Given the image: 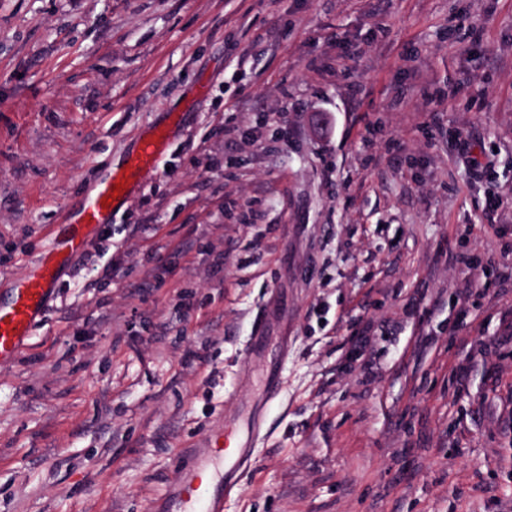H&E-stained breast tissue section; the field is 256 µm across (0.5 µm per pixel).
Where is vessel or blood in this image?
<instances>
[{
    "instance_id": "1",
    "label": "vessel or blood",
    "mask_w": 512,
    "mask_h": 512,
    "mask_svg": "<svg viewBox=\"0 0 512 512\" xmlns=\"http://www.w3.org/2000/svg\"><path fill=\"white\" fill-rule=\"evenodd\" d=\"M168 134L156 129L143 139L133 154L128 168L101 176L94 189L83 200L76 216H65L62 230L52 241L50 250L34 263L28 272L10 286L9 299L0 303V362L16 357L33 328L43 316L59 281L61 268L82 253L93 229L110 223L116 202L108 201L115 184L130 185L152 172L163 154ZM249 462L248 455L235 452L224 458V480L220 486H185L180 497L204 498L207 512H223L226 502L238 488L239 478Z\"/></svg>"
}]
</instances>
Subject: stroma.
I'll return each instance as SVG.
<instances>
[{"mask_svg": "<svg viewBox=\"0 0 512 512\" xmlns=\"http://www.w3.org/2000/svg\"><path fill=\"white\" fill-rule=\"evenodd\" d=\"M160 127L0 363V512L232 434L226 512H512V0H0V303Z\"/></svg>", "mask_w": 512, "mask_h": 512, "instance_id": "stroma-1", "label": "stroma"}]
</instances>
